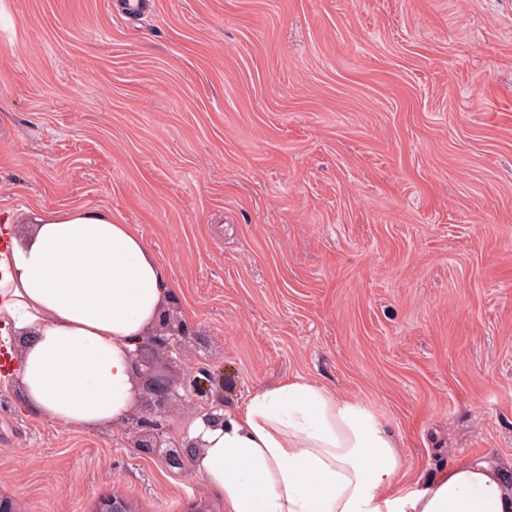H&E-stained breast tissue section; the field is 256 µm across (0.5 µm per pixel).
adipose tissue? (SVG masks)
<instances>
[{
	"instance_id": "1",
	"label": "adipose tissue",
	"mask_w": 512,
	"mask_h": 512,
	"mask_svg": "<svg viewBox=\"0 0 512 512\" xmlns=\"http://www.w3.org/2000/svg\"><path fill=\"white\" fill-rule=\"evenodd\" d=\"M0 217V358L30 410L74 428L120 422L136 402L132 353L172 294L143 237L103 208ZM197 474L228 512H512V488L459 459L419 490L394 440L357 406L297 377L259 387L223 425L193 423Z\"/></svg>"
}]
</instances>
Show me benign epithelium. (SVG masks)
Instances as JSON below:
<instances>
[{"label": "benign epithelium", "mask_w": 512, "mask_h": 512, "mask_svg": "<svg viewBox=\"0 0 512 512\" xmlns=\"http://www.w3.org/2000/svg\"><path fill=\"white\" fill-rule=\"evenodd\" d=\"M155 328L156 333L150 336V342L157 348H171L186 336V323L175 309L163 310ZM134 364L140 380L137 385V402L143 406V412L132 417L130 422L135 447L152 453L167 444L169 405L173 399L179 397L181 390L185 396L195 398L197 404L210 406L205 417L206 422L214 426L224 423V415L220 413L223 405L214 398L212 389L201 387V381L196 376L188 375L181 382L175 383L169 378L144 371L137 357L134 358ZM96 512H136V509L129 499L112 494L100 502Z\"/></svg>", "instance_id": "benign-epithelium-1"}]
</instances>
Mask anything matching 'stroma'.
I'll use <instances>...</instances> for the list:
<instances>
[{
	"label": "stroma",
	"instance_id": "1",
	"mask_svg": "<svg viewBox=\"0 0 512 512\" xmlns=\"http://www.w3.org/2000/svg\"><path fill=\"white\" fill-rule=\"evenodd\" d=\"M5 0L0 213L105 208L188 335L153 371L224 404L301 376L392 434L412 482L512 484V0ZM124 423L59 426L0 379L18 512H226ZM112 17L115 21L126 23L132 18L144 15L150 10L151 0H113Z\"/></svg>",
	"mask_w": 512,
	"mask_h": 512
}]
</instances>
